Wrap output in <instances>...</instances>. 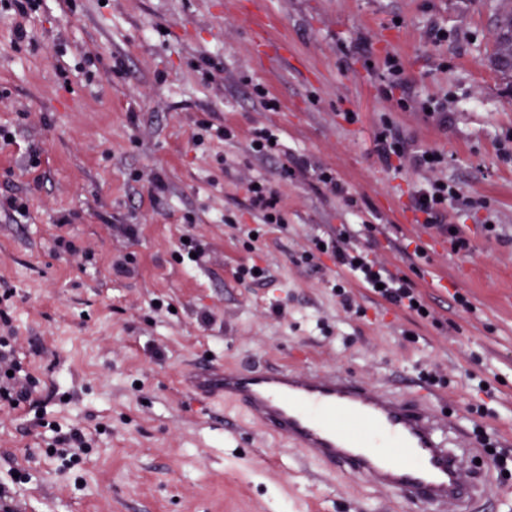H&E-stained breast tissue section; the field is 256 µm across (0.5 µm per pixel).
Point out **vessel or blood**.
Wrapping results in <instances>:
<instances>
[{
  "label": "vessel or blood",
  "instance_id": "1",
  "mask_svg": "<svg viewBox=\"0 0 512 512\" xmlns=\"http://www.w3.org/2000/svg\"><path fill=\"white\" fill-rule=\"evenodd\" d=\"M183 384L240 409L304 459L440 512H486L503 486L459 415L351 375L294 368L200 367Z\"/></svg>",
  "mask_w": 512,
  "mask_h": 512
}]
</instances>
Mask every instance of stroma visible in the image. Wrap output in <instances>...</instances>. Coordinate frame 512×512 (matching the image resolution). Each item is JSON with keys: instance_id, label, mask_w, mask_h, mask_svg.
Listing matches in <instances>:
<instances>
[{"instance_id": "stroma-1", "label": "stroma", "mask_w": 512, "mask_h": 512, "mask_svg": "<svg viewBox=\"0 0 512 512\" xmlns=\"http://www.w3.org/2000/svg\"><path fill=\"white\" fill-rule=\"evenodd\" d=\"M4 2L0 129L14 140L0 141V198L25 197L29 210L0 209V289L17 293L16 347L41 380L25 410L0 409V482L21 512H424L182 387L201 364L345 372L409 397L428 387L435 410L512 441V78L490 63L497 0H39L23 19ZM259 9L285 38L279 55L253 45ZM390 55L405 110L380 92ZM258 85L276 111L260 106ZM429 98L447 113L421 110ZM384 116L412 147L441 153L440 177L475 200L447 216L470 255L414 211L428 171L380 160ZM203 119L234 127L236 141L197 148ZM261 125L311 170L284 178L277 160L250 154ZM318 165L346 196L326 190ZM259 176L286 225L261 226L248 247L237 227L258 219L243 182ZM343 224L413 281L433 319L378 300L327 256L299 263L311 236ZM186 237L197 261L176 258ZM61 238L79 255L61 252ZM125 260L130 274L116 273ZM251 265L266 280L239 283ZM458 288L470 309L455 304ZM431 370L444 384L427 386ZM474 374L492 398L473 391ZM482 401L489 414H472ZM38 415L96 430L84 463L46 456ZM231 420L235 449L224 445Z\"/></svg>"}]
</instances>
